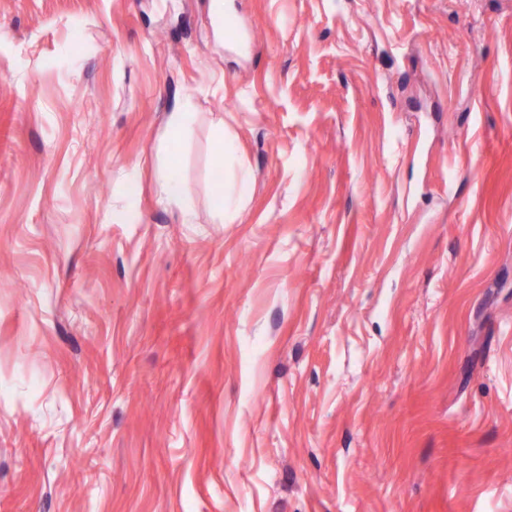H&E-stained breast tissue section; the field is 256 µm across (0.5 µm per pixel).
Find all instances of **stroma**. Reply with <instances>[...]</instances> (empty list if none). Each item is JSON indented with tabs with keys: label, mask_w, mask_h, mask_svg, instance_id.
<instances>
[{
	"label": "stroma",
	"mask_w": 512,
	"mask_h": 512,
	"mask_svg": "<svg viewBox=\"0 0 512 512\" xmlns=\"http://www.w3.org/2000/svg\"><path fill=\"white\" fill-rule=\"evenodd\" d=\"M224 3L0 0V512H512V0ZM213 205L217 212L224 217L227 212L238 202L227 190L226 176L224 178V163L214 171L212 175Z\"/></svg>",
	"instance_id": "1"
}]
</instances>
